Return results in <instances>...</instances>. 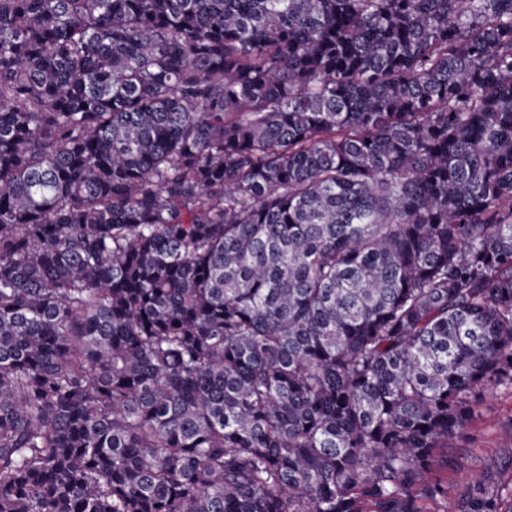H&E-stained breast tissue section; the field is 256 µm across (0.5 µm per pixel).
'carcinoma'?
Instances as JSON below:
<instances>
[{"label": "carcinoma", "instance_id": "carcinoma-1", "mask_svg": "<svg viewBox=\"0 0 512 512\" xmlns=\"http://www.w3.org/2000/svg\"><path fill=\"white\" fill-rule=\"evenodd\" d=\"M512 0H0V512H512ZM479 413L469 434L457 448H448V456L457 461L449 473L448 483L463 487L494 456L499 448L501 431L511 423L512 396L502 389H488L479 406Z\"/></svg>", "mask_w": 512, "mask_h": 512}]
</instances>
